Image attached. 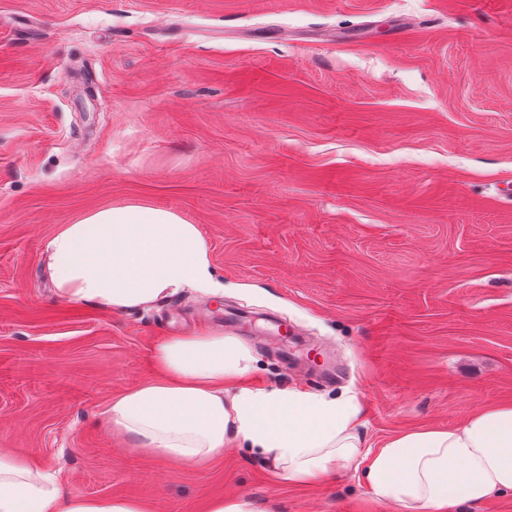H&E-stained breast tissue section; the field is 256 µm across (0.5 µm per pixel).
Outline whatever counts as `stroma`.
Returning <instances> with one entry per match:
<instances>
[{
	"label": "stroma",
	"mask_w": 512,
	"mask_h": 512,
	"mask_svg": "<svg viewBox=\"0 0 512 512\" xmlns=\"http://www.w3.org/2000/svg\"><path fill=\"white\" fill-rule=\"evenodd\" d=\"M512 0H0V451L65 488L205 512H401L360 471H200L103 419L160 338L252 317L257 387L355 393L367 445L512 405ZM199 225L223 296L58 297L59 225ZM206 512H253L250 501L244 497H216L207 502Z\"/></svg>",
	"instance_id": "obj_1"
}]
</instances>
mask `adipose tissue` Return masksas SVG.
Wrapping results in <instances>:
<instances>
[{
	"instance_id": "obj_1",
	"label": "adipose tissue",
	"mask_w": 512,
	"mask_h": 512,
	"mask_svg": "<svg viewBox=\"0 0 512 512\" xmlns=\"http://www.w3.org/2000/svg\"><path fill=\"white\" fill-rule=\"evenodd\" d=\"M59 296L113 311L147 309L190 289L224 291L198 225L132 202L86 212L46 240ZM155 377L110 400L109 432L134 450L204 468L227 443L270 462L286 482L313 483L351 467L374 497L403 512H448L512 491V406L487 408L448 429L420 428L366 450L356 394L326 396L250 385L256 359L220 330L172 334L151 351ZM0 512H151L147 502L67 493L49 470L0 453Z\"/></svg>"
}]
</instances>
